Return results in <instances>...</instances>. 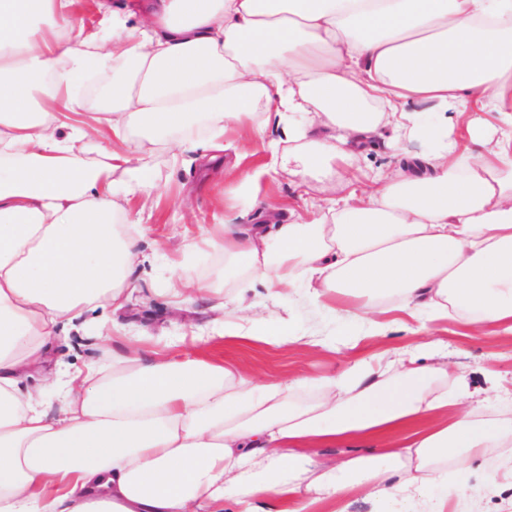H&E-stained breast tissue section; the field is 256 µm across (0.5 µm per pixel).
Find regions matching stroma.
Here are the masks:
<instances>
[{"label": "stroma", "mask_w": 512, "mask_h": 512, "mask_svg": "<svg viewBox=\"0 0 512 512\" xmlns=\"http://www.w3.org/2000/svg\"><path fill=\"white\" fill-rule=\"evenodd\" d=\"M226 140L244 142L249 152L235 157L226 152L219 171L208 172L186 153L178 165H169L164 155H157L155 175L160 185L158 201L142 216V233L137 246L144 256L165 250L173 260L181 261L180 273L186 278L207 274L218 263V255L197 253L182 258L181 250L189 239L202 238L216 224L233 222L241 210L237 194L242 173L259 168L269 161L260 141L254 140L248 126L233 125L225 133ZM407 161L405 150L391 145L387 139L369 142L349 175L352 185H360L363 174L378 167L398 168ZM259 197L304 212L306 204L321 198L319 185L299 187L295 176L281 173L262 179L257 187ZM143 286L151 291L148 303L136 304L123 315L122 321L131 332L150 329L166 334L184 335L206 323L208 304L200 300L189 305L180 316H173L166 298L159 292L165 281L154 266H146ZM248 297L259 308L274 314L290 315L293 327L304 336L349 337L354 333L352 322L317 310L302 301L274 305L266 287L250 290ZM433 339L447 347L448 365L453 374L465 376L469 388L487 398L492 412L512 413V334L494 330H469L451 320L432 323ZM103 341L94 333L76 334L58 331L52 341L53 358L70 366L97 363L102 356ZM202 354L224 365L246 364L262 378L280 380L305 378L317 380L340 374L348 365V350L335 353L304 345L246 343L235 339H215L202 347ZM484 470H473L448 481V505L452 512H512V486L502 485L499 491L489 490Z\"/></svg>", "instance_id": "35a3bbf8"}]
</instances>
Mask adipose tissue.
Returning a JSON list of instances; mask_svg holds the SVG:
<instances>
[{"instance_id":"obj_1","label":"adipose tissue","mask_w":512,"mask_h":512,"mask_svg":"<svg viewBox=\"0 0 512 512\" xmlns=\"http://www.w3.org/2000/svg\"><path fill=\"white\" fill-rule=\"evenodd\" d=\"M76 2L0 0V512H311L353 491L448 512L424 491L449 467L512 459V418L461 408L467 382L434 341L354 358L300 402L305 381L171 355L179 336L150 351L95 317L144 298L129 203L151 206L155 152L208 166L228 126L266 140L274 120L269 164L240 179L242 223L204 240L222 265L170 275L172 307L210 302L195 343L335 350L247 302L256 284L302 290L366 336L393 309L416 334L448 318L512 332V0H96L94 31ZM387 129L420 153L336 195ZM283 171L328 196L283 216L255 193ZM76 326L120 342L86 369L52 366L51 337ZM340 441L383 447L321 459Z\"/></svg>"}]
</instances>
